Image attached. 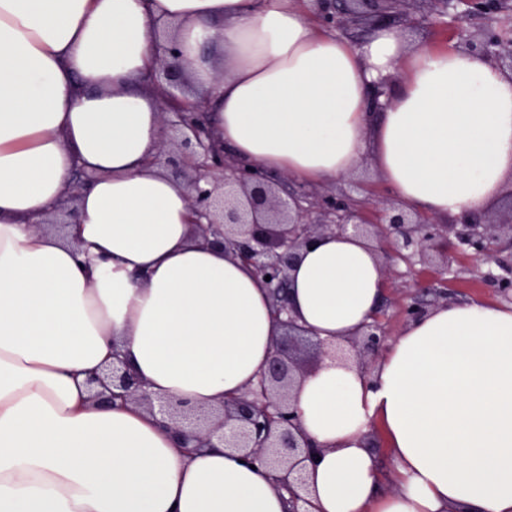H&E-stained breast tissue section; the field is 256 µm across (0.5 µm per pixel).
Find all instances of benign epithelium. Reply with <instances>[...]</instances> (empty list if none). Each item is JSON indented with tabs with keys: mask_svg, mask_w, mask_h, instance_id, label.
Segmentation results:
<instances>
[{
	"mask_svg": "<svg viewBox=\"0 0 512 512\" xmlns=\"http://www.w3.org/2000/svg\"><path fill=\"white\" fill-rule=\"evenodd\" d=\"M309 2L320 21L341 35L362 22L370 27L393 26L400 7L411 0ZM434 3V12L419 16L418 22L452 32L459 48L489 57L500 69L512 73V25L495 24L492 3L472 0V9L482 12L492 23V30L479 41L473 40L465 27L466 16L459 11L461 0ZM178 28L173 21L154 24L156 77L165 87L160 112L164 135L154 163L184 183L194 240L201 246L223 249L227 257L250 266L265 281L279 332L273 337L269 362L257 379L239 396L209 410L193 409L181 400L152 398L146 383L117 355L102 371L90 374L87 382L93 397L99 400L135 403L159 417L188 453L212 447L215 439L239 451L244 461L264 468L276 487L288 491L293 499L290 512H310L298 487L303 463L320 453L321 447L302 428L292 404L293 390L326 360L349 361L362 374H371L385 341L384 327L377 316L341 342L314 336L298 322L290 305L294 266L317 239L347 234L370 240L384 234L394 252L409 264L424 265L437 259L445 267L448 254L440 247L452 235L454 248L468 249L489 262L500 236L505 232L512 236V190L508 194V219L480 222L470 215L448 225L432 224L396 200L378 210L373 222L366 205L347 197L331 194L314 201L302 189L283 194L277 181L258 166L229 160L198 104L180 103L188 62L178 48ZM90 180L88 173L75 172L60 207L35 225L67 232L73 224L79 193ZM438 294L434 283L415 281L404 306L406 319L427 313L429 297ZM304 348L315 350V364L309 366L302 361L300 351Z\"/></svg>",
	"mask_w": 512,
	"mask_h": 512,
	"instance_id": "benign-epithelium-1",
	"label": "benign epithelium"
}]
</instances>
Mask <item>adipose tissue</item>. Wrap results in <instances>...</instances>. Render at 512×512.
<instances>
[{
  "mask_svg": "<svg viewBox=\"0 0 512 512\" xmlns=\"http://www.w3.org/2000/svg\"><path fill=\"white\" fill-rule=\"evenodd\" d=\"M165 16L183 22L191 94L236 162L316 184L368 153L398 199L442 221L512 182V74L482 56L390 26L355 44L298 0H0V512L288 509L231 450L185 453L140 406L88 394L117 350L154 396L206 407L255 380L277 332L265 284L193 242L184 185L149 163ZM79 169L97 178L69 240L36 231ZM385 287L373 243L326 236L290 301L333 340L376 315ZM294 406L322 448L300 490L311 512H512V304L439 305L371 375L326 362Z\"/></svg>",
  "mask_w": 512,
  "mask_h": 512,
  "instance_id": "adipose-tissue-1",
  "label": "adipose tissue"
}]
</instances>
